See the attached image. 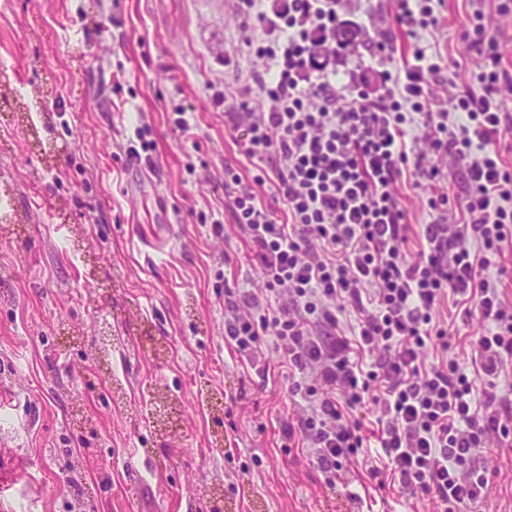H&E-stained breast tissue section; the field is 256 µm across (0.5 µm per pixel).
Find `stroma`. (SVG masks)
Wrapping results in <instances>:
<instances>
[{"mask_svg": "<svg viewBox=\"0 0 512 512\" xmlns=\"http://www.w3.org/2000/svg\"><path fill=\"white\" fill-rule=\"evenodd\" d=\"M428 35L462 87L466 0ZM236 0H0V504L5 512H429L365 471L282 454L280 357L224 342L259 286L224 194V59L261 64ZM190 114L180 135L176 108ZM152 151L133 155L136 132ZM512 512V435L475 452Z\"/></svg>", "mask_w": 512, "mask_h": 512, "instance_id": "1", "label": "stroma"}]
</instances>
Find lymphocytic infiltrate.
Here are the masks:
<instances>
[{
    "label": "lymphocytic infiltrate",
    "mask_w": 512,
    "mask_h": 512,
    "mask_svg": "<svg viewBox=\"0 0 512 512\" xmlns=\"http://www.w3.org/2000/svg\"><path fill=\"white\" fill-rule=\"evenodd\" d=\"M343 2L237 0L263 70L245 82L226 72L225 125L276 182L265 203L224 168L262 282L224 335L245 356L279 351L288 393L305 403L299 433L327 484L373 444L383 465L371 479L390 477L436 512H486L490 482L475 451L512 435V402L495 392L512 364V304L492 279L506 274L512 240V114L497 100L512 72L483 0H469L462 34L485 64L476 92L444 77L443 57L424 43L439 25L435 0H395L389 28L373 32ZM366 42L370 64L354 59ZM437 86L447 105L425 111ZM450 165L467 179L465 219L425 225L411 251L397 186L409 179L440 210ZM448 300L462 324L484 325L470 343L473 368L446 356L453 335L437 311ZM431 349L441 353L433 364Z\"/></svg>",
    "instance_id": "obj_1"
}]
</instances>
